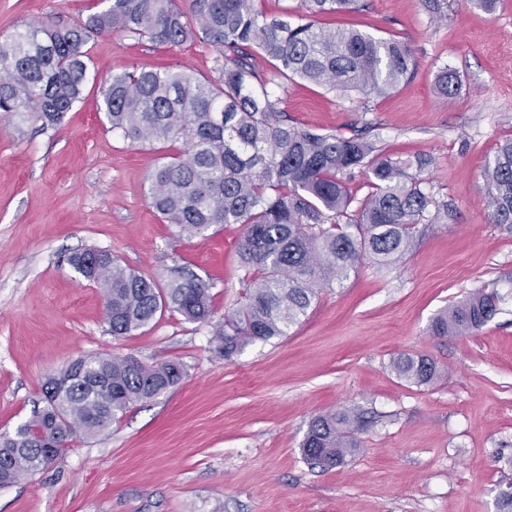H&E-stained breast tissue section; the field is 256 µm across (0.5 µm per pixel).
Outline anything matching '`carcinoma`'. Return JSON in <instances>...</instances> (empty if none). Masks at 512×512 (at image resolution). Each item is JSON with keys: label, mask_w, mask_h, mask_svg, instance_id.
I'll return each mask as SVG.
<instances>
[{"label": "carcinoma", "mask_w": 512, "mask_h": 512, "mask_svg": "<svg viewBox=\"0 0 512 512\" xmlns=\"http://www.w3.org/2000/svg\"><path fill=\"white\" fill-rule=\"evenodd\" d=\"M308 22L267 19L256 0H107L104 9L70 25H30L0 36V114L54 127L81 99L87 78L83 47L97 34L146 37L159 45L202 40L219 51L222 82L185 70L141 67L104 81L99 109L112 130L132 144L184 142L151 175V206L178 235L201 236L215 224H240L244 303L224 316L213 336L228 358L246 345L288 335L320 293L346 280L365 260L389 266L411 247L418 224H434L440 205L414 162L381 153L358 130L350 135L288 123L281 107L286 83L297 79L365 99L407 80L416 66L411 48L352 28H325L323 14L355 11L360 0H300ZM267 63L271 69L262 68ZM454 72L441 71L436 91L457 94ZM364 168L375 192L355 210L342 177ZM492 219L512 224V139L483 167ZM348 222L341 224L339 218ZM88 271L104 298L112 335H131L171 310L192 322L211 321L210 285L181 271L165 287L88 249L69 256ZM497 296L479 291L438 311L433 336H464L498 313ZM97 387L75 384L61 394L42 391L41 406L12 433L0 435V468L9 483L49 467L78 435L108 428L131 405L161 396L185 377L182 365L133 363L129 357H79ZM396 375L423 386L439 369L426 357L393 362ZM363 414L339 407L314 416L301 444L312 464L332 469L358 449Z\"/></svg>", "instance_id": "1"}]
</instances>
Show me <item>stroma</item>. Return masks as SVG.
I'll list each match as a JSON object with an SVG mask.
<instances>
[{
	"label": "stroma",
	"instance_id": "obj_1",
	"mask_svg": "<svg viewBox=\"0 0 512 512\" xmlns=\"http://www.w3.org/2000/svg\"><path fill=\"white\" fill-rule=\"evenodd\" d=\"M91 0H0V35L68 23ZM363 0L323 16L407 43L416 68L391 94L362 99L305 82L283 104L294 124L349 133L371 126L385 154L429 158L427 189L448 207L416 228L390 268L362 264L324 289L287 335L224 357L213 326L243 301L242 227L177 235L149 204V177L181 140L130 144L98 109L103 77L189 68L219 82L217 50L102 34L85 46L83 96L53 128L0 116V433L30 419L45 379L76 358L109 354L176 361L186 375L137 403L47 469L0 487V512H499L512 489V224H497L482 167L512 138V0L495 14L444 0ZM444 69L459 76L448 100ZM107 250L158 282L181 270L211 285L213 320L164 312L131 336L112 335L98 285L67 262ZM478 290L499 312L465 336L438 337V310ZM402 355L442 370L427 387L399 379ZM354 406L367 423L358 450L329 470L300 445L312 416Z\"/></svg>",
	"mask_w": 512,
	"mask_h": 512
}]
</instances>
